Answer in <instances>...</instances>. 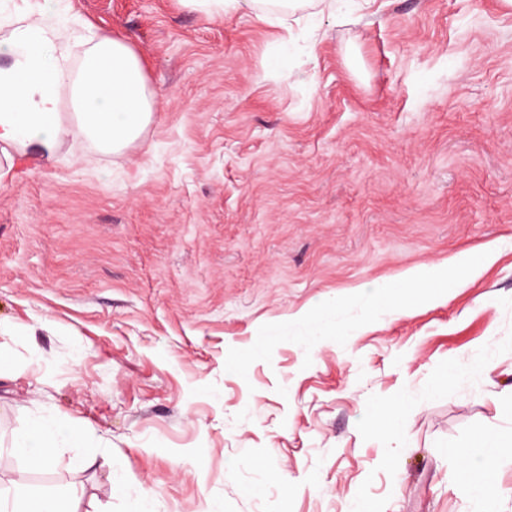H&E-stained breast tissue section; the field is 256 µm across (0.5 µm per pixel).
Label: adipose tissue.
<instances>
[{"instance_id": "adipose-tissue-1", "label": "adipose tissue", "mask_w": 512, "mask_h": 512, "mask_svg": "<svg viewBox=\"0 0 512 512\" xmlns=\"http://www.w3.org/2000/svg\"><path fill=\"white\" fill-rule=\"evenodd\" d=\"M205 16L241 9L280 23L314 0H182ZM82 56H75V48ZM69 88L71 121L59 112V92ZM156 110L140 56L126 39L84 34L67 17L65 0H44L37 13L0 21V152L54 159L69 140L88 139L106 152L122 151L139 138ZM57 450L53 424L32 420L12 446L31 467L52 465Z\"/></svg>"}]
</instances>
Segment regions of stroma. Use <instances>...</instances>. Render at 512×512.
I'll use <instances>...</instances> for the list:
<instances>
[{
	"label": "stroma",
	"instance_id": "obj_1",
	"mask_svg": "<svg viewBox=\"0 0 512 512\" xmlns=\"http://www.w3.org/2000/svg\"><path fill=\"white\" fill-rule=\"evenodd\" d=\"M67 4L142 56L157 110L121 152L68 142L0 184V491L512 512L468 480L512 489V9L338 0L288 33ZM489 245L432 301V268ZM41 415L61 439L35 469L11 445Z\"/></svg>",
	"mask_w": 512,
	"mask_h": 512
}]
</instances>
